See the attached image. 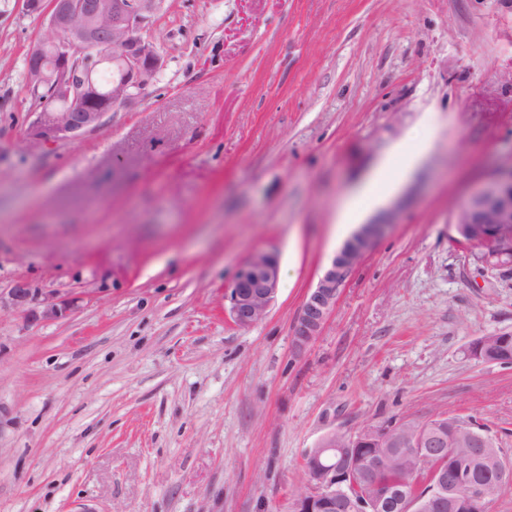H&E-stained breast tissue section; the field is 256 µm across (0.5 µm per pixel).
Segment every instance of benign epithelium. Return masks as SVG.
Returning <instances> with one entry per match:
<instances>
[{
  "label": "benign epithelium",
  "mask_w": 512,
  "mask_h": 512,
  "mask_svg": "<svg viewBox=\"0 0 512 512\" xmlns=\"http://www.w3.org/2000/svg\"><path fill=\"white\" fill-rule=\"evenodd\" d=\"M26 11L46 16L48 34L27 52L26 84L47 89L52 105L34 113L26 129L32 144L77 139L96 128L104 114L134 107L163 66L154 43L139 32L161 9L164 0H22ZM110 66L117 73L112 86L102 93L103 104L93 105L98 89L96 75ZM393 222L386 216L362 224L332 255L316 283L304 298L293 325V343L304 350L320 336L353 273ZM459 241L482 248L480 259L492 266L512 254V163L498 168L460 205L456 221ZM276 253L259 250L238 268L226 293L229 313L236 326L250 327L268 313L279 286ZM35 300L32 288L18 281L9 300H0V312L10 306L25 310ZM375 449L361 465L360 445ZM395 448L422 464L448 463V436L434 424L401 422L385 428L366 427L354 435L331 434L306 459L309 483L294 502V512H329L336 503H347L348 512H426L454 507L437 490L445 485L446 470L432 473V499L401 491L395 486L374 500L363 494L370 468L387 466L393 456L378 452ZM493 476V482L477 480L476 469ZM451 474L469 512H490L496 493L512 485V457L500 448L483 457H453Z\"/></svg>",
  "instance_id": "1"
}]
</instances>
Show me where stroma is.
Here are the masks:
<instances>
[{
    "label": "stroma",
    "mask_w": 512,
    "mask_h": 512,
    "mask_svg": "<svg viewBox=\"0 0 512 512\" xmlns=\"http://www.w3.org/2000/svg\"><path fill=\"white\" fill-rule=\"evenodd\" d=\"M45 20L0 0V512H292L332 433L456 417L512 449V266L453 241L457 210L512 159V0H166L164 62L129 111L37 146L25 81ZM427 152L409 173L395 148ZM388 234L321 335L304 297L383 162ZM280 259L264 319L224 293ZM279 274L278 256L271 251H256L240 265L226 293L236 326L250 327L267 315L278 291ZM35 300V294L32 288L25 281H18L9 292L8 302H3L0 293V314L6 306H11L16 310L24 311L30 303Z\"/></svg>",
    "instance_id": "stroma-1"
}]
</instances>
